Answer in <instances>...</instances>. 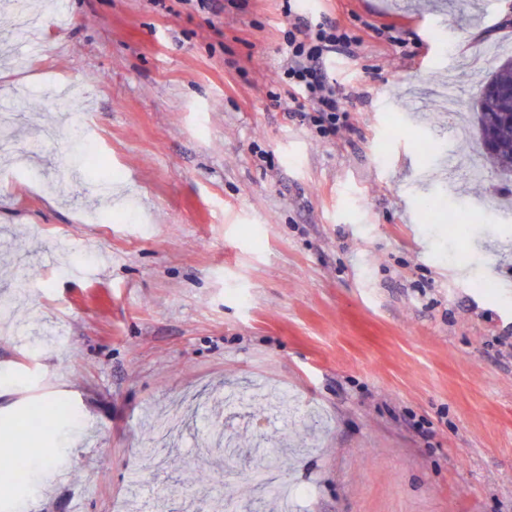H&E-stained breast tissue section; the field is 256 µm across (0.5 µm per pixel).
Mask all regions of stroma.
I'll use <instances>...</instances> for the list:
<instances>
[{"instance_id": "obj_1", "label": "stroma", "mask_w": 512, "mask_h": 512, "mask_svg": "<svg viewBox=\"0 0 512 512\" xmlns=\"http://www.w3.org/2000/svg\"><path fill=\"white\" fill-rule=\"evenodd\" d=\"M300 7L357 39L332 142L272 98L284 0H68L0 51L30 152L0 157V449L34 410L56 450L0 512H280L260 442L293 512H512V178L460 168L512 0ZM60 87L92 157L65 187Z\"/></svg>"}]
</instances>
